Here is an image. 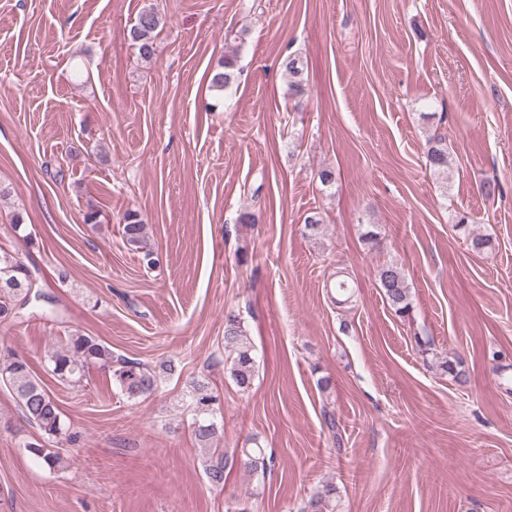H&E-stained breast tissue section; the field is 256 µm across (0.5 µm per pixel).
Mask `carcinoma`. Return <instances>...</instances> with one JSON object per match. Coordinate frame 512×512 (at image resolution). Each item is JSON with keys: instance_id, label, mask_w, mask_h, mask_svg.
<instances>
[{"instance_id": "1", "label": "carcinoma", "mask_w": 512, "mask_h": 512, "mask_svg": "<svg viewBox=\"0 0 512 512\" xmlns=\"http://www.w3.org/2000/svg\"><path fill=\"white\" fill-rule=\"evenodd\" d=\"M160 18L154 9H144L129 29V39L136 46L140 56L150 59L156 50L157 29ZM288 73V94L298 96L304 93L303 68L297 59H289L284 64ZM237 80L235 63L224 59L223 69L211 76V86L222 91ZM427 166L433 173H448V143L442 136H434L427 141ZM124 243L142 253V262L147 267L155 266L152 250L147 248L146 224L136 213H129L121 227ZM384 299L400 318L410 315L412 304L409 287L402 268L394 262L378 266L375 276ZM43 297L36 273L20 258L0 252V323L14 320L19 310ZM224 351L229 373L242 393L248 392L254 382L256 357L253 347L244 341L241 321L235 315L225 317ZM52 372L63 381L79 383L85 377L90 365L112 374V379L121 392L130 400L156 393L166 376L175 371L174 362L169 360L153 370L137 362L114 361L112 349L99 339L84 334H72L47 355ZM0 383L8 386L28 421L43 432L45 441L29 443L27 448L42 465L51 471L63 468V456L55 445L65 435L61 412L55 399L47 391L43 381L35 374L27 360L10 349H0ZM195 436L203 450L201 465L214 486L224 485L226 473L240 467L251 475L265 476L274 465V456L259 446L237 448L231 452L217 447L224 420L217 418V396L208 389V383L194 380L190 391ZM340 498L338 488L327 483L322 489L303 502L299 512H338Z\"/></svg>"}]
</instances>
